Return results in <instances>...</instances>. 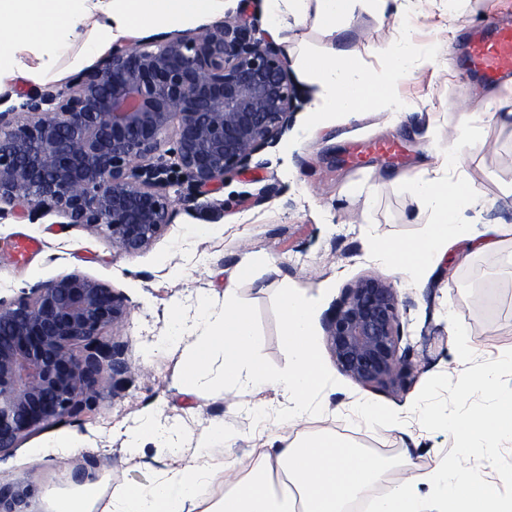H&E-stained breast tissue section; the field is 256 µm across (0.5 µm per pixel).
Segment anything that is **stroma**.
I'll use <instances>...</instances> for the list:
<instances>
[{
	"label": "stroma",
	"mask_w": 512,
	"mask_h": 512,
	"mask_svg": "<svg viewBox=\"0 0 512 512\" xmlns=\"http://www.w3.org/2000/svg\"><path fill=\"white\" fill-rule=\"evenodd\" d=\"M497 17L512 19V0H464L459 6L426 0L423 16L410 19L401 32L393 19L355 12L341 35L351 62L375 80L390 82L395 95L413 104V113L396 120L377 104L316 117L318 88L289 61L303 105L291 129L264 152L265 167L178 203L171 224L139 253L113 250L102 233L53 212L33 220L10 213L0 217V297H17L72 272L111 286L126 298V317L112 340L130 366L120 381L102 377L101 397L90 416L33 434L0 455V479L25 487L33 512H52L55 495L81 490L86 481L106 496L114 485L150 484L165 470L204 454L249 469L267 435L278 428L270 418L254 423L251 410L286 407L287 394L271 387L187 392L179 378L187 344L158 347L173 304L193 313L204 295L223 304L228 288L258 308L262 353L280 368L287 357L272 309L275 293L290 286L318 299L314 329L335 383L321 395L322 415L287 433L330 432L388 460L369 497L461 454L452 435L426 427L423 415L467 417L495 400L471 378L512 348L507 261L512 236L494 254L455 247L431 275L410 277L370 258L363 229L373 226L385 247L424 239L430 213L419 206L407 179L421 172L427 149L447 144L453 129L487 143L464 158L486 196L478 223L512 225V127L497 118L502 104L512 102V79L484 86L463 65L468 25ZM402 33L416 48L418 66L395 77L391 49ZM377 141L392 144V152L375 150ZM24 239L36 240L38 247L15 260L14 247ZM253 258L269 264L255 278H237L238 267ZM367 275L385 278L400 298L411 301L402 313L400 347L414 371L410 384L394 396L364 390L343 374L327 344L332 307L347 285ZM463 342L482 355L460 366L456 355ZM365 404L376 420L359 416ZM392 416L400 427L387 425ZM149 417L179 427L181 448L171 452L147 439L137 454H129L124 431ZM217 421L224 424L226 442L205 444ZM464 454L470 482L490 481L512 495V443Z\"/></svg>",
	"instance_id": "obj_1"
}]
</instances>
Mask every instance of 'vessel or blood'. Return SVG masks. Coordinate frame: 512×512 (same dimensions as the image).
<instances>
[{
    "label": "vessel or blood",
    "mask_w": 512,
    "mask_h": 512,
    "mask_svg": "<svg viewBox=\"0 0 512 512\" xmlns=\"http://www.w3.org/2000/svg\"><path fill=\"white\" fill-rule=\"evenodd\" d=\"M466 67L487 84L512 76V25L490 21L474 27Z\"/></svg>",
    "instance_id": "b4317fda"
}]
</instances>
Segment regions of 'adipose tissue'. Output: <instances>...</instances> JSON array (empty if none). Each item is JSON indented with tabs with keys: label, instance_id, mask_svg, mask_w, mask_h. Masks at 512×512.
<instances>
[{
	"label": "adipose tissue",
	"instance_id": "adipose-tissue-1",
	"mask_svg": "<svg viewBox=\"0 0 512 512\" xmlns=\"http://www.w3.org/2000/svg\"><path fill=\"white\" fill-rule=\"evenodd\" d=\"M311 1L329 42L322 55L302 59L301 66L323 89V111L358 112L371 103L384 104L395 114L407 111V104L390 94L388 83L364 75L334 42L340 19L366 0H265L272 35L288 32L291 18ZM223 15L224 0H0V85L19 77L36 83L58 80L64 58L77 67L149 26L175 30ZM458 144V137L449 136L433 177L413 184L421 205L433 215L426 238L377 250L380 264L422 274L460 241L493 253L512 235L511 224L475 228L460 222V214L482 207L484 195L463 170ZM440 425L463 448L512 442V391L467 418L450 415ZM384 467V461L333 433L295 442L274 434L247 476H239L233 463L189 462L153 484L114 486L103 505L95 485H87L83 492L59 497L54 512H197L205 489L215 483L224 485V495L206 512H349ZM435 500L446 502L448 512H512V496L489 482L466 481L452 459L406 476L373 500L371 512H431Z\"/></svg>",
	"mask_w": 512,
	"mask_h": 512
}]
</instances>
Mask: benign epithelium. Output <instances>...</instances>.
<instances>
[{
	"label": "benign epithelium",
	"instance_id": "7a95c632",
	"mask_svg": "<svg viewBox=\"0 0 512 512\" xmlns=\"http://www.w3.org/2000/svg\"><path fill=\"white\" fill-rule=\"evenodd\" d=\"M231 11L190 36L112 46L60 90L33 89L0 110V204L56 211L128 254L170 224L169 189L195 195L261 169L260 154L292 125L300 93L281 47ZM398 293L378 276L345 288L327 322L338 369L373 393L405 388ZM123 295L72 272L0 299V454L27 436L94 411L99 378L128 371L107 334ZM0 512H30L19 485L0 483Z\"/></svg>",
	"mask_w": 512,
	"mask_h": 512
}]
</instances>
